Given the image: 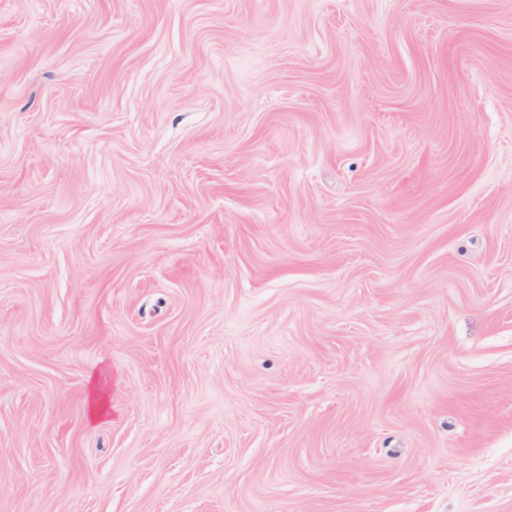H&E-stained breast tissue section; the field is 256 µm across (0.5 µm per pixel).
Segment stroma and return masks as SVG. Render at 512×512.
I'll return each mask as SVG.
<instances>
[{"instance_id":"1","label":"stroma","mask_w":512,"mask_h":512,"mask_svg":"<svg viewBox=\"0 0 512 512\" xmlns=\"http://www.w3.org/2000/svg\"><path fill=\"white\" fill-rule=\"evenodd\" d=\"M0 512H512V0H0Z\"/></svg>"}]
</instances>
